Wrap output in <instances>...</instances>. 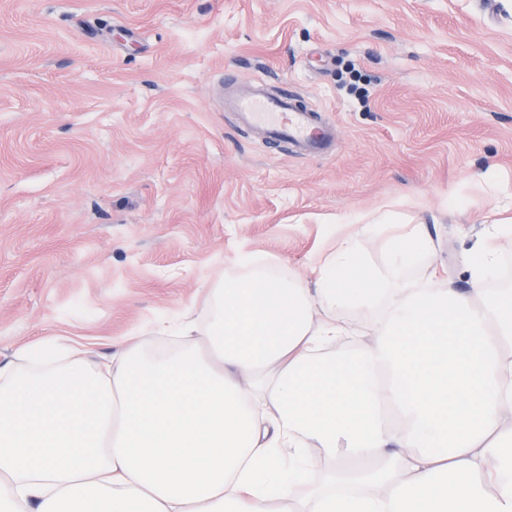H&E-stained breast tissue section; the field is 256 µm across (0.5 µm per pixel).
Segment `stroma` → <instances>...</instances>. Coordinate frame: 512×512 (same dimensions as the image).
Wrapping results in <instances>:
<instances>
[{
	"label": "stroma",
	"mask_w": 512,
	"mask_h": 512,
	"mask_svg": "<svg viewBox=\"0 0 512 512\" xmlns=\"http://www.w3.org/2000/svg\"><path fill=\"white\" fill-rule=\"evenodd\" d=\"M228 72L323 112L332 154L240 131ZM509 192L505 0H0V364L114 352L241 252L310 278L328 226L388 209L468 288Z\"/></svg>",
	"instance_id": "stroma-1"
}]
</instances>
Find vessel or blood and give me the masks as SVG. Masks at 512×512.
<instances>
[{"label": "vessel or blood", "instance_id": "obj_1", "mask_svg": "<svg viewBox=\"0 0 512 512\" xmlns=\"http://www.w3.org/2000/svg\"><path fill=\"white\" fill-rule=\"evenodd\" d=\"M224 109L234 113L239 124L257 133L268 145L289 144L310 157L328 155L336 139L334 128L320 112L299 106L288 91L269 93L258 84L224 83Z\"/></svg>", "mask_w": 512, "mask_h": 512}]
</instances>
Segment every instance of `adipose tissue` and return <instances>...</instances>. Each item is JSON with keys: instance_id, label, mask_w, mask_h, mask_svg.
Here are the masks:
<instances>
[{"instance_id": "1", "label": "adipose tissue", "mask_w": 512, "mask_h": 512, "mask_svg": "<svg viewBox=\"0 0 512 512\" xmlns=\"http://www.w3.org/2000/svg\"><path fill=\"white\" fill-rule=\"evenodd\" d=\"M382 235L387 259L359 242ZM422 226L357 219L313 284L243 255L176 319L94 357L0 366V512H512V289L410 270ZM372 321L362 336L353 314ZM323 473L311 485L310 471Z\"/></svg>"}]
</instances>
